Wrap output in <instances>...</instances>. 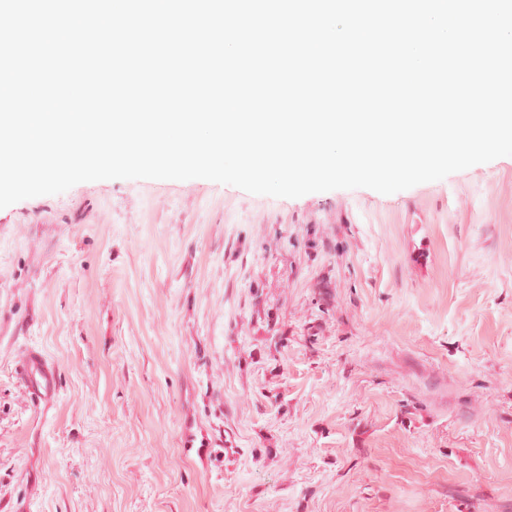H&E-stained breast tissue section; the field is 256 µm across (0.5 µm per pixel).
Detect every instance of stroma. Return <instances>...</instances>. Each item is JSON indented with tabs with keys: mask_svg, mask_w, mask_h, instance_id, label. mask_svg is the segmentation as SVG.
Wrapping results in <instances>:
<instances>
[{
	"mask_svg": "<svg viewBox=\"0 0 512 512\" xmlns=\"http://www.w3.org/2000/svg\"><path fill=\"white\" fill-rule=\"evenodd\" d=\"M29 347L60 373L37 406ZM0 512H512V160L0 209Z\"/></svg>",
	"mask_w": 512,
	"mask_h": 512,
	"instance_id": "1",
	"label": "stroma"
}]
</instances>
